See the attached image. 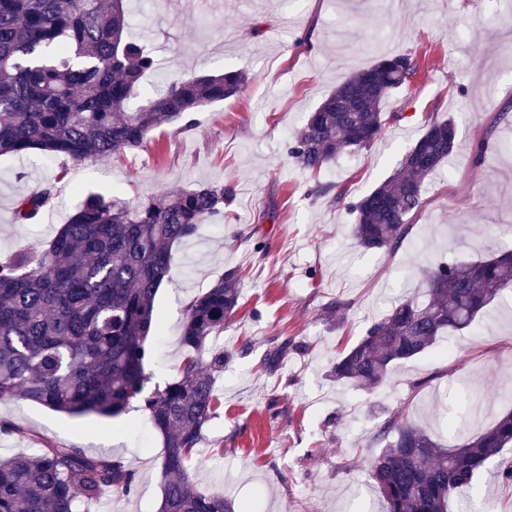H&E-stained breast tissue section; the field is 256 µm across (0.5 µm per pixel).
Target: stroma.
Returning <instances> with one entry per match:
<instances>
[{
    "label": "stroma",
    "mask_w": 512,
    "mask_h": 512,
    "mask_svg": "<svg viewBox=\"0 0 512 512\" xmlns=\"http://www.w3.org/2000/svg\"><path fill=\"white\" fill-rule=\"evenodd\" d=\"M130 13L132 34L159 63L146 87L243 70L245 89L194 113L192 127H161L145 147L118 157H0V250L43 244L91 191L141 201L201 183L232 185L223 222L173 246L156 298L160 345L148 372L161 386L184 357V305L226 269L240 271L239 308L211 342L233 357L216 379L221 404L194 480L233 498L237 512H382L369 461L388 417L430 422L442 442L457 444L490 424L474 417L477 405L498 415L512 409V288L471 329L399 364L373 392L329 376L340 352L419 289L421 266L480 260L512 242V0H131ZM404 53L419 69L384 105L387 120L369 149L316 175L288 157L291 135L337 84L377 55ZM433 116L457 121L458 147L426 179L410 238L391 254L359 250L347 202L392 175ZM48 180L51 209L40 223L16 222V201ZM327 184L332 193L319 194ZM258 240L264 252L255 251ZM339 299L347 309L338 318L329 306ZM277 348L282 354L268 366ZM0 417L16 426L0 440L6 453L30 452L39 433L90 454L111 450L138 473L134 494H109L88 512H157L162 438L142 411L71 417L7 401ZM496 471V461L486 463L472 493L475 512L489 504L512 512V485Z\"/></svg>",
    "instance_id": "stroma-1"
}]
</instances>
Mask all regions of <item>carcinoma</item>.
I'll use <instances>...</instances> for the list:
<instances>
[{
	"label": "carcinoma",
	"mask_w": 512,
	"mask_h": 512,
	"mask_svg": "<svg viewBox=\"0 0 512 512\" xmlns=\"http://www.w3.org/2000/svg\"><path fill=\"white\" fill-rule=\"evenodd\" d=\"M157 59L128 31L126 0H0V156L33 152L45 160L109 158L145 146L162 125L186 121L242 92L249 77L227 71L174 79L134 108ZM417 62L383 56L358 71L308 113L288 143V156L317 173L336 157L368 147L382 108L410 85ZM450 118L430 119L393 174L350 202L352 236L365 252H395L423 207L425 179L457 145ZM234 195L224 184L201 185L140 202L117 194L84 197L45 244L0 252V402L25 400L70 416L117 418L140 403L163 444L165 476L159 512H235L231 500L194 485L191 467L215 417V379L230 353L208 348L238 308L231 268L184 308L179 373L148 388L155 357L151 337L156 296L172 247L224 216ZM53 185L22 198L21 224L51 207ZM425 299L407 296L373 321L332 362L334 380L362 390L386 383L398 364L426 354L440 339L471 327L479 312L512 286V248L489 259L430 265ZM380 452L371 478L385 512L462 509L485 463L512 483V410L447 447L407 417H390L374 434ZM31 453L0 452V512H84L110 492L133 494L139 476L118 456L36 435Z\"/></svg>",
	"instance_id": "cac0c4a2"
}]
</instances>
